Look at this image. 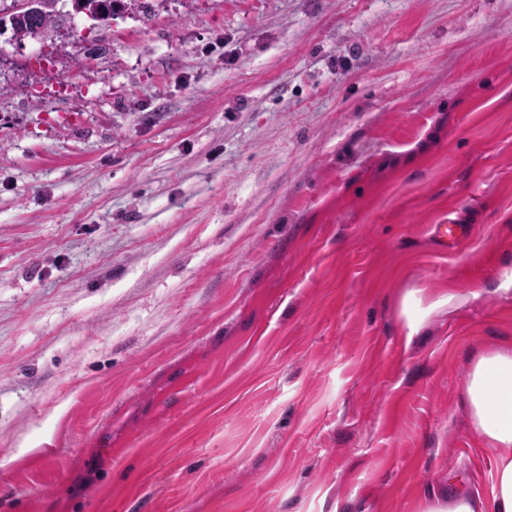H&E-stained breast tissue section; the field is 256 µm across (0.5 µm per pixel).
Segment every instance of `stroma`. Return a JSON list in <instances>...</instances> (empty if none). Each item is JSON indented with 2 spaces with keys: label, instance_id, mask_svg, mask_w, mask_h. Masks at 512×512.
<instances>
[{
  "label": "stroma",
  "instance_id": "stroma-1",
  "mask_svg": "<svg viewBox=\"0 0 512 512\" xmlns=\"http://www.w3.org/2000/svg\"><path fill=\"white\" fill-rule=\"evenodd\" d=\"M510 274L512 0H145L0 35V512L486 493L463 388L512 353Z\"/></svg>",
  "mask_w": 512,
  "mask_h": 512
}]
</instances>
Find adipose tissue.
<instances>
[{"label": "adipose tissue", "instance_id": "ef3b65f1", "mask_svg": "<svg viewBox=\"0 0 512 512\" xmlns=\"http://www.w3.org/2000/svg\"><path fill=\"white\" fill-rule=\"evenodd\" d=\"M464 395L475 429L498 457L489 497L454 492L448 512H512V354L480 355L468 371Z\"/></svg>", "mask_w": 512, "mask_h": 512}]
</instances>
